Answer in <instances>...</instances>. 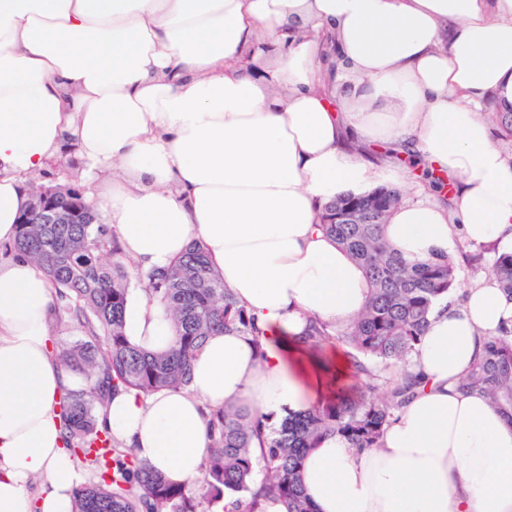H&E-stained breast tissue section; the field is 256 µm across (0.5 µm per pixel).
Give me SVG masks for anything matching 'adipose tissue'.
<instances>
[{"instance_id":"ef3b65f1","label":"adipose tissue","mask_w":512,"mask_h":512,"mask_svg":"<svg viewBox=\"0 0 512 512\" xmlns=\"http://www.w3.org/2000/svg\"><path fill=\"white\" fill-rule=\"evenodd\" d=\"M340 69L350 89L335 106ZM489 98L512 110V0H0V243L15 239L31 177L68 148L139 271L203 244L260 343L210 337L187 389L123 391L99 415L140 462L189 486L208 409L273 421L307 409L322 381L287 341L308 317L346 324L364 306L362 269L317 219L380 182L355 145L418 151L448 178V201L393 209L384 233L404 258L458 240L512 250V165L480 116ZM53 309L33 262L0 264V512H71L83 481L58 408L82 381L51 352ZM509 322L512 298L489 277L439 300L412 366L423 385L381 447L333 436L306 457L318 512H512V428L456 388ZM125 332L155 352L174 340L164 308L137 292Z\"/></svg>"}]
</instances>
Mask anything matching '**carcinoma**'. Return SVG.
<instances>
[{"label": "carcinoma", "instance_id": "carcinoma-1", "mask_svg": "<svg viewBox=\"0 0 512 512\" xmlns=\"http://www.w3.org/2000/svg\"><path fill=\"white\" fill-rule=\"evenodd\" d=\"M501 136L512 139V112H493ZM400 191L386 186L347 194L326 205L319 227L361 266L367 283L361 314L345 325L309 322L297 346L327 372L328 396L308 410L283 418L265 433L267 421L241 408L212 409L210 453L196 489L174 485L140 463L134 450L98 425V409L116 393L145 396L189 386L191 365L207 337L234 330L259 340L260 330L239 305L224 278L208 263L202 243H192L168 267L144 276L149 300L172 312L175 340L165 352L132 344L124 330L129 280L118 235L87 205L83 224H20L6 252L41 268L54 292V314L83 337L51 339L52 352L88 388L68 393L61 407L64 444L90 479L74 489L72 512H260L274 497L285 512H317L301 483L303 460L322 439L339 436L352 447H380L386 425L414 395L408 367L436 302L456 286L457 265L448 254L408 261L390 247L382 229ZM491 275L512 299V253L497 252ZM354 392L345 393L334 370L337 344ZM463 393H486L512 427V328L484 343L481 357L458 382ZM261 456H252L254 440ZM265 480L252 489L257 468ZM235 497L232 506L224 499Z\"/></svg>", "mask_w": 512, "mask_h": 512}]
</instances>
